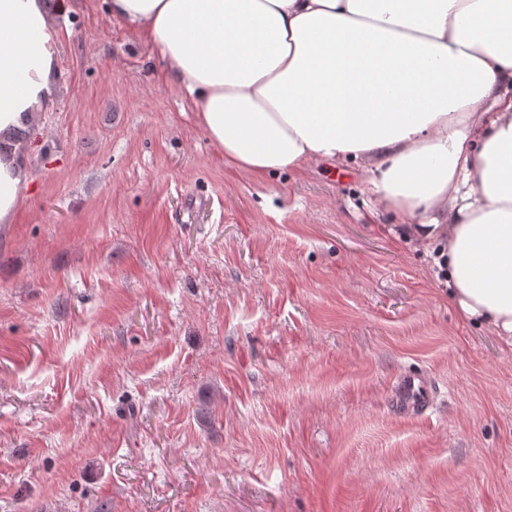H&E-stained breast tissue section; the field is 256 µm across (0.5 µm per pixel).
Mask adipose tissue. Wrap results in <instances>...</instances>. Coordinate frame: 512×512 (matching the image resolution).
Returning a JSON list of instances; mask_svg holds the SVG:
<instances>
[{
  "label": "adipose tissue",
  "mask_w": 512,
  "mask_h": 512,
  "mask_svg": "<svg viewBox=\"0 0 512 512\" xmlns=\"http://www.w3.org/2000/svg\"><path fill=\"white\" fill-rule=\"evenodd\" d=\"M193 100L226 165L261 179L363 162L366 192L446 240L464 320L512 340V0H109ZM44 0H0V137L48 107ZM26 174L0 150V223Z\"/></svg>",
  "instance_id": "obj_1"
}]
</instances>
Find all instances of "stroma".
<instances>
[{"instance_id":"1","label":"stroma","mask_w":512,"mask_h":512,"mask_svg":"<svg viewBox=\"0 0 512 512\" xmlns=\"http://www.w3.org/2000/svg\"><path fill=\"white\" fill-rule=\"evenodd\" d=\"M0 223V512H512V347L360 163L257 181L104 0H48ZM433 405L407 415L398 377ZM432 403L433 392L422 378L414 374L401 378L397 405L404 413H425Z\"/></svg>"}]
</instances>
